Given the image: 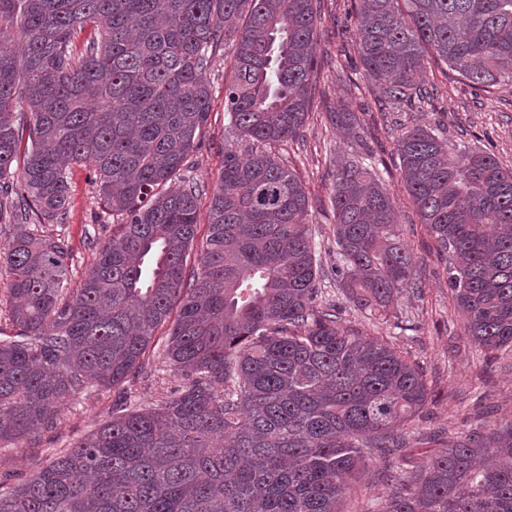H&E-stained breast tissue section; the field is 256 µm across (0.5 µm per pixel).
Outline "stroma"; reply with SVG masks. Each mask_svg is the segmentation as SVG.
I'll return each instance as SVG.
<instances>
[{
  "instance_id": "stroma-1",
  "label": "stroma",
  "mask_w": 512,
  "mask_h": 512,
  "mask_svg": "<svg viewBox=\"0 0 512 512\" xmlns=\"http://www.w3.org/2000/svg\"><path fill=\"white\" fill-rule=\"evenodd\" d=\"M317 11L318 66L310 86L312 110L300 136L275 150L279 162L298 176L308 196L313 239L322 260L317 302L335 304L342 327L387 341L422 368L431 394L426 406L406 422L409 433L448 439L510 422L512 350L489 357L465 335L444 263L401 182L396 140L402 127L430 125L443 133L451 147L463 144L483 150L512 167V85H500L476 96L456 75L448 74L444 63L432 59L427 63L425 80L437 86V99L429 105L403 107L399 112L380 111L352 40L354 19L348 0H321ZM229 59V50L222 49L211 62V113L187 161L189 176L209 188L220 177L224 144L232 137L224 113ZM342 104L359 118L357 138H350L331 122V112ZM362 157L369 159L391 195L401 237L415 269V287L399 294L384 317L355 307L332 271L336 263L332 207L336 167ZM69 185L70 204L64 223L45 225L44 231L65 237L69 244L66 286L73 292L80 288L96 259V245L111 239L118 220L103 216L88 167H72ZM148 360L159 365V372L136 380L130 393L138 401L157 403L182 379L163 366L159 349H151ZM117 398L114 389H89L63 403L57 427L44 433L35 445L17 448L0 443V485L10 487L25 481L47 463L52 449L70 447L87 436L110 415ZM396 470L408 475L413 467L387 450H373L342 501L341 512H378L389 491L386 475Z\"/></svg>"
}]
</instances>
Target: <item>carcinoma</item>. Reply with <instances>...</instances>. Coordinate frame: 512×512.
Returning a JSON list of instances; mask_svg holds the SVG:
<instances>
[{
    "label": "carcinoma",
    "instance_id": "carcinoma-1",
    "mask_svg": "<svg viewBox=\"0 0 512 512\" xmlns=\"http://www.w3.org/2000/svg\"><path fill=\"white\" fill-rule=\"evenodd\" d=\"M314 2L0 0V224L36 225L0 248L15 327L0 336V442L35 441L63 399L147 375L175 307L163 363L186 379L158 404L124 396L0 491V512H340L366 454L407 447L400 427L428 401L424 375L339 328L336 305L315 307L308 197L268 152L311 109ZM352 15L366 76L393 110L433 100L430 56L476 91L512 84V0H353ZM226 45L224 111L241 143L224 145L188 275L207 188L187 157ZM397 151L465 335L486 355L512 348V168L452 152L430 127L403 131ZM74 165L91 168L103 214L123 224L68 296L67 245L37 226L64 223ZM332 204L336 281L383 316L415 286L390 194L358 160L336 169ZM392 482L381 512H512V423L452 438Z\"/></svg>",
    "mask_w": 512,
    "mask_h": 512
}]
</instances>
